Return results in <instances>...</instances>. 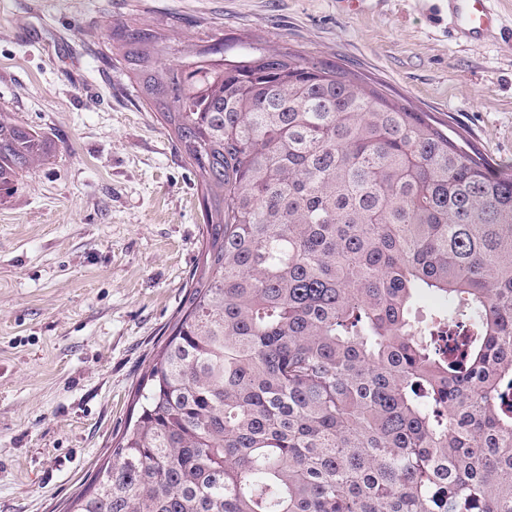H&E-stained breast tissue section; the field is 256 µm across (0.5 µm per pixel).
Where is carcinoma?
Wrapping results in <instances>:
<instances>
[{"label":"carcinoma","instance_id":"cac0c4a2","mask_svg":"<svg viewBox=\"0 0 512 512\" xmlns=\"http://www.w3.org/2000/svg\"><path fill=\"white\" fill-rule=\"evenodd\" d=\"M117 63L198 177L201 258L67 512H512V166L299 51ZM52 141L0 108V202ZM427 289L470 314H411Z\"/></svg>","mask_w":512,"mask_h":512}]
</instances>
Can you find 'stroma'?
Here are the masks:
<instances>
[{"mask_svg":"<svg viewBox=\"0 0 512 512\" xmlns=\"http://www.w3.org/2000/svg\"><path fill=\"white\" fill-rule=\"evenodd\" d=\"M130 20L308 51L512 165V41L448 0H0V107L54 144L0 203V512H62L106 462L200 259L197 179L103 58ZM492 0H448V9L458 34L468 40H482L502 30L499 15L490 6Z\"/></svg>","mask_w":512,"mask_h":512,"instance_id":"1","label":"stroma"}]
</instances>
